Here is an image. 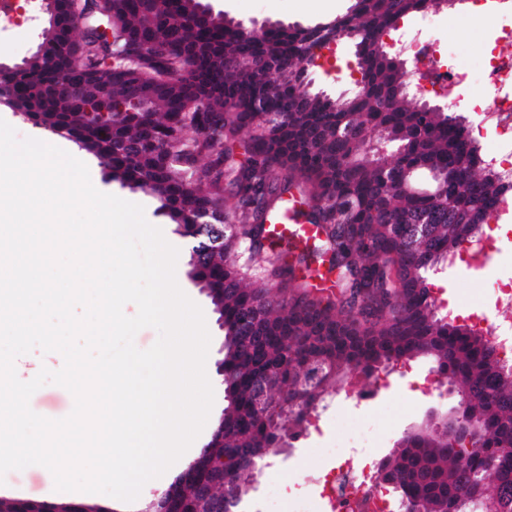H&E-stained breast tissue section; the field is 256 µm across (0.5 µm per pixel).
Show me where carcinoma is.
Masks as SVG:
<instances>
[{
    "instance_id": "1",
    "label": "carcinoma",
    "mask_w": 512,
    "mask_h": 512,
    "mask_svg": "<svg viewBox=\"0 0 512 512\" xmlns=\"http://www.w3.org/2000/svg\"><path fill=\"white\" fill-rule=\"evenodd\" d=\"M440 0H354L334 21L256 39L269 57L314 65V51L339 38L353 42L356 89L335 102L288 79L299 106L281 120L253 101L280 87L279 72L257 77L243 65L224 78V93L200 99L198 73L210 44L244 54L248 40L223 35L224 17L205 39L192 25L199 0H154L146 11L127 0H93L86 30L66 45L46 38L9 73L0 104L33 125L93 155L107 182L160 202L174 232L194 242L208 227L187 214L211 211L224 225L223 248L190 270L224 319V438L201 448L191 478L180 483L192 512H242L253 490V461L308 429L316 409L354 380L369 382L420 358L430 360L475 422L461 428L448 416L455 446L430 420L401 438L375 470V484L420 512H512V365L497 358L487 336L437 314L424 273L483 234L508 184L484 165L480 144L455 112H434L406 91L405 69L389 59L383 38L403 18ZM148 31L159 48L140 51ZM121 72L159 92L132 94L113 80ZM91 74L112 84L106 98L64 97L57 87ZM246 163L226 145L241 131ZM192 131L195 136H187ZM234 189L239 210L219 202ZM316 228L313 246L274 240L267 221L288 202ZM327 259L336 291L323 296L307 280ZM279 373L276 417L257 412L252 384ZM28 499H0V512H31Z\"/></svg>"
}]
</instances>
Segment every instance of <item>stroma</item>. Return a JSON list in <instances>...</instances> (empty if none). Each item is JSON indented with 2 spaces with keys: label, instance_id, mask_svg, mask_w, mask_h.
<instances>
[{
  "label": "stroma",
  "instance_id": "1",
  "mask_svg": "<svg viewBox=\"0 0 512 512\" xmlns=\"http://www.w3.org/2000/svg\"><path fill=\"white\" fill-rule=\"evenodd\" d=\"M213 12L224 14L227 18L259 24H283L313 26L333 21L345 15L352 0H204ZM473 9L471 0H457L456 4L434 9L437 20L435 37L441 47L465 43L468 54L453 58V65L470 71L472 76L480 74V57L487 48L496 45L497 24H512V13H503L498 9L496 0H491L485 9V21L471 20ZM45 15L41 8L29 11H17L13 18L0 17V61L8 64L20 63L30 57L41 42L39 33L44 25ZM323 56L336 59L339 70H326L316 66L311 70L314 87L331 97H339L350 85L344 67L354 65V47L348 40H340L323 49ZM0 118L6 120L19 137H31L55 145L71 155L81 156L87 165L94 186L104 193L116 195L124 200L143 206L149 223L160 227L165 239L178 248L177 265L181 274L177 280L182 291L195 302L206 316L207 329L211 336L206 374L213 387L214 403L208 423L216 425L224 412V388L216 373L217 363L223 357L222 347L224 331L218 321V315L203 291L189 275V254L179 235L172 231L164 217L157 215V201L140 192L120 187L117 183L105 182L102 169L97 160L90 155L80 154L70 141L58 138L49 132L35 127L18 113L1 108ZM512 278V233L503 234L499 251L491 258L489 265L481 270L468 266L466 260L457 258L453 263L438 266L430 271V280L439 287L438 312L446 314L449 305H456L459 312L470 316L474 314L495 317L497 280ZM432 364L420 360L408 368L391 372L384 376L376 393L362 400L346 399L344 393L328 399L325 408L319 409L316 421L312 422L302 438L294 442L292 448L271 457L261 466L255 475L252 499H260L265 474H273L281 490L278 500L279 512H287L289 502L298 494L312 493L313 488L307 479L308 470L322 472L332 461L328 454L336 439L346 437L350 424L363 422L374 424L376 437L370 451L373 460H380L395 447L405 433L411 431L427 415L443 414L454 407L458 399L455 394L446 392L426 396L415 390L414 382L428 377Z\"/></svg>",
  "mask_w": 512,
  "mask_h": 512
}]
</instances>
